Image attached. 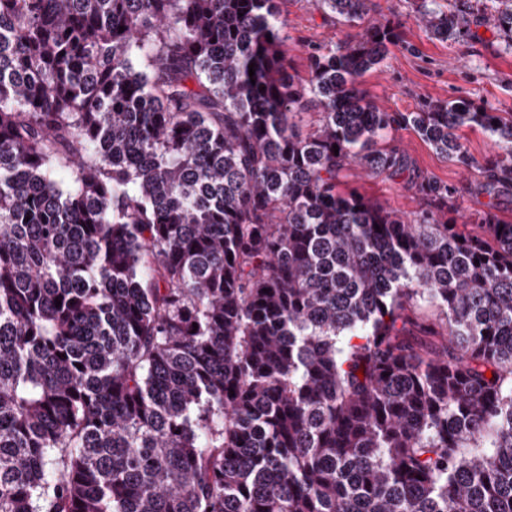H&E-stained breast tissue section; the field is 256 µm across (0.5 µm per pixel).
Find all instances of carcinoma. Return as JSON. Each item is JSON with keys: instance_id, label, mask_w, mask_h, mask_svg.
<instances>
[{"instance_id": "cac0c4a2", "label": "carcinoma", "mask_w": 512, "mask_h": 512, "mask_svg": "<svg viewBox=\"0 0 512 512\" xmlns=\"http://www.w3.org/2000/svg\"><path fill=\"white\" fill-rule=\"evenodd\" d=\"M416 13L512 50V0ZM394 40L299 84L275 0H0V512H512V222L338 189L410 127L512 191V113L376 106ZM420 302L445 323L408 336ZM463 141L469 149V152L478 161H482L486 156L493 153V143L488 134L479 128L465 129Z\"/></svg>"}]
</instances>
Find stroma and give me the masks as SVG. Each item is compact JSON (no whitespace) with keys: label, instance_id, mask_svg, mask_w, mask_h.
Here are the masks:
<instances>
[{"label":"stroma","instance_id":"35a3bbf8","mask_svg":"<svg viewBox=\"0 0 512 512\" xmlns=\"http://www.w3.org/2000/svg\"><path fill=\"white\" fill-rule=\"evenodd\" d=\"M288 31V70L308 75L307 57L313 49L341 43L356 29L343 19L323 13L311 0H277ZM415 0H372L370 18L398 27L399 42L387 59L362 78L370 100L391 112L415 111L420 97L441 101L469 100L500 112H512V51L503 50L498 32L479 18H471L472 38L460 43L432 37L416 19ZM391 146L410 160L408 170L366 175L358 167L340 174L343 190H354L398 214L410 216L424 205L417 189L426 176L456 187L448 202L457 223L467 224L495 202L504 220L512 221V194L489 197L478 174L469 173L437 155L412 128L389 136Z\"/></svg>","mask_w":512,"mask_h":512}]
</instances>
